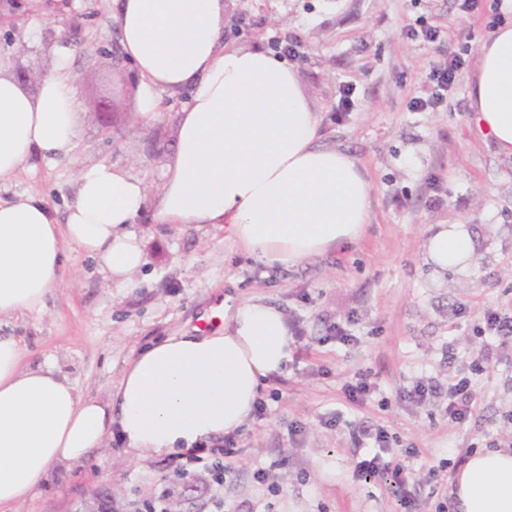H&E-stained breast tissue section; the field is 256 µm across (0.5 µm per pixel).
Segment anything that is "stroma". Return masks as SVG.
Instances as JSON below:
<instances>
[{
  "instance_id": "1",
  "label": "stroma",
  "mask_w": 512,
  "mask_h": 512,
  "mask_svg": "<svg viewBox=\"0 0 512 512\" xmlns=\"http://www.w3.org/2000/svg\"><path fill=\"white\" fill-rule=\"evenodd\" d=\"M491 3L224 0L225 46L299 44L289 62L319 116L320 141L361 164L372 186L370 220L354 244L271 267L221 230L145 215L132 229L146 241L147 263L125 286L105 282L95 260L72 253L44 312L0 322V336L19 338L29 360L57 357L82 393L109 396L138 351L202 328L227 297L274 305L303 338L262 386L263 416L236 432L241 454L223 486L204 473L173 480L171 457L108 438L85 460L56 468L13 512H78L96 496L111 497L114 512H141L168 479L181 512H452L456 465L478 449L512 448V337L476 333L487 309L512 310V158L478 128L468 96L477 48L491 33ZM60 12L63 22L42 23L12 69L49 72L57 44L67 43L82 98L110 101L113 123L105 130L82 114L75 162H37L0 195L37 190L65 213L76 169L102 160L157 193L188 89L157 90L158 118L128 129L138 79L97 52L119 46L112 0ZM429 27L439 32L432 42L422 35ZM452 50L464 58L453 89L436 109L415 110L414 101L436 91L430 69ZM347 84L354 93L343 111ZM456 223L473 233L475 269L436 273L423 256L427 231ZM336 323L353 342L328 338ZM362 375L376 390L349 404L344 387ZM458 375L473 378L475 412L465 422L448 419L441 393L419 405L400 398L416 382L444 387ZM380 429L411 477L409 503L389 475L365 481L355 472ZM259 469L275 490L255 481Z\"/></svg>"
}]
</instances>
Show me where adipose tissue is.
I'll list each match as a JSON object with an SVG mask.
<instances>
[{
    "mask_svg": "<svg viewBox=\"0 0 512 512\" xmlns=\"http://www.w3.org/2000/svg\"><path fill=\"white\" fill-rule=\"evenodd\" d=\"M121 52L138 77L141 115L155 92L189 88L176 147L156 195L110 163L80 169L76 199L58 220L41 192L0 197V320L39 313L56 290L66 248L95 257L106 280L130 283L146 264L130 226H221L269 266H289L359 240L371 184L358 160L320 144L319 118L287 60L222 43L224 0H114ZM509 23L477 53L469 98L478 125L512 156V0ZM55 67L29 91L0 57V182L33 160H73L84 105L56 48ZM429 262L468 268L475 245L463 224L435 225ZM292 354L282 311L261 301L225 305L224 326L170 336L126 366L114 396L83 394L54 359L24 362L20 340L0 336V512L33 496L52 468L85 458L105 436L157 456L187 452L239 430L259 390ZM455 512H512V448L474 452L451 481Z\"/></svg>",
    "mask_w": 512,
    "mask_h": 512,
    "instance_id": "obj_1",
    "label": "adipose tissue"
}]
</instances>
